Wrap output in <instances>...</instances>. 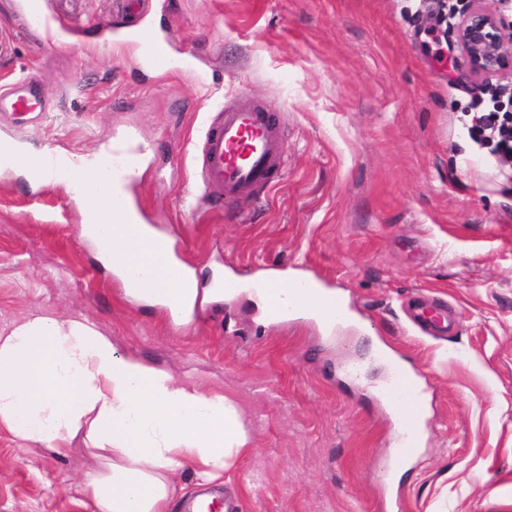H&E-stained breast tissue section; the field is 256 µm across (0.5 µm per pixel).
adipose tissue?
<instances>
[{
    "label": "adipose tissue",
    "instance_id": "obj_1",
    "mask_svg": "<svg viewBox=\"0 0 512 512\" xmlns=\"http://www.w3.org/2000/svg\"><path fill=\"white\" fill-rule=\"evenodd\" d=\"M53 182L66 186L90 213L96 195L112 193L99 155L59 154ZM81 237L104 268L125 247L117 275L128 297L133 282L151 280L152 303L187 322L198 296L194 273L175 256L172 242L149 224L83 221ZM403 436L419 450L424 440L421 394H394ZM87 428L97 460L80 488L93 512H170L177 494L173 473L190 467L199 484L220 480L249 446L233 400L204 392L169 371L117 349L88 318L59 320L34 312L0 328V430L26 446L64 456Z\"/></svg>",
    "mask_w": 512,
    "mask_h": 512
}]
</instances>
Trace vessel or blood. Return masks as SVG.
Segmentation results:
<instances>
[{
  "instance_id": "vessel-or-blood-1",
  "label": "vessel or blood",
  "mask_w": 512,
  "mask_h": 512,
  "mask_svg": "<svg viewBox=\"0 0 512 512\" xmlns=\"http://www.w3.org/2000/svg\"><path fill=\"white\" fill-rule=\"evenodd\" d=\"M129 39L146 49L154 68L164 70L171 66L168 42L152 27L132 31ZM45 109L46 102L33 78L25 77L0 87V112L24 117ZM142 153V146L128 144L113 150L109 163L129 177L141 166ZM203 157L205 181L216 201L239 199L271 184L283 157L277 127L268 109L247 98L226 108L205 132ZM10 164L34 178L50 174L54 158L48 155L37 161L20 152L11 157ZM94 211L102 224H138L145 220L140 209L118 205L108 196L95 200ZM296 297L333 317L340 315L344 304L341 295L315 276L298 281Z\"/></svg>"
}]
</instances>
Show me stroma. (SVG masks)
<instances>
[{"label":"stroma","instance_id":"stroma-1","mask_svg":"<svg viewBox=\"0 0 512 512\" xmlns=\"http://www.w3.org/2000/svg\"><path fill=\"white\" fill-rule=\"evenodd\" d=\"M0 0V86L36 75L50 108L0 117L36 151L98 152L120 135L147 149L127 188L194 269L188 323L134 303L80 236L59 185L0 169V327L41 310L86 317L119 350L235 401L250 446L215 483L234 512H512V171L468 132L489 90L470 75L451 8L435 0ZM153 26L187 69L158 72L123 41ZM268 107L284 149L271 188L231 202L203 189L200 142L239 96ZM320 276L355 324L272 322L247 294L211 295L226 274ZM421 295L453 334L412 330ZM389 347L422 385L424 445L401 475L384 386ZM360 363L363 372L348 377ZM84 434L60 457L0 430V512H91L79 491Z\"/></svg>","mask_w":512,"mask_h":512}]
</instances>
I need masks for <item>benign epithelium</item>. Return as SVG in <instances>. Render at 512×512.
<instances>
[{
    "instance_id": "benign-epithelium-1",
    "label": "benign epithelium",
    "mask_w": 512,
    "mask_h": 512,
    "mask_svg": "<svg viewBox=\"0 0 512 512\" xmlns=\"http://www.w3.org/2000/svg\"><path fill=\"white\" fill-rule=\"evenodd\" d=\"M460 2L453 35L470 72L485 83L511 73L512 25L498 13L482 7V0Z\"/></svg>"
}]
</instances>
